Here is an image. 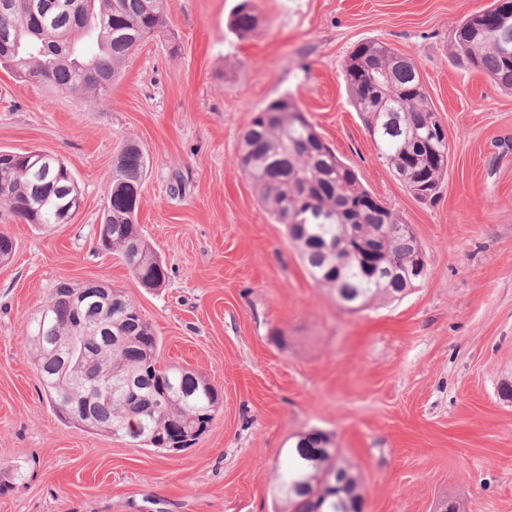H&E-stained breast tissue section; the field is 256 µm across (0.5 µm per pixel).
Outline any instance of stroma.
I'll list each match as a JSON object with an SVG mask.
<instances>
[{
  "instance_id": "obj_1",
  "label": "stroma",
  "mask_w": 512,
  "mask_h": 512,
  "mask_svg": "<svg viewBox=\"0 0 512 512\" xmlns=\"http://www.w3.org/2000/svg\"><path fill=\"white\" fill-rule=\"evenodd\" d=\"M173 0L105 102L0 68V149H40L82 204L51 231L0 208V512H283L277 476L319 430L354 465L361 512H512V90L460 66L458 25L494 0ZM365 41L413 59L442 122L434 203L395 178L343 65ZM290 96L361 183L411 224L428 276L350 312L308 275L235 159L253 112ZM150 157L137 222L167 272L148 288L96 246L113 163ZM105 281L138 307L157 361L206 379L220 410L169 453L61 420L27 354L26 322L61 282ZM232 24L242 35H247L257 28L259 16L253 0H242L238 4Z\"/></svg>"
}]
</instances>
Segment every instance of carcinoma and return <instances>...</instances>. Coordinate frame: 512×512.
<instances>
[{
    "mask_svg": "<svg viewBox=\"0 0 512 512\" xmlns=\"http://www.w3.org/2000/svg\"><path fill=\"white\" fill-rule=\"evenodd\" d=\"M170 7L171 0H0V49H9L0 67L23 81L42 76L46 85L102 101L132 51L164 26ZM232 24L242 35L257 28L254 0H241ZM510 45L512 19L498 29L486 27L479 11L456 29L453 53L459 63L511 90L512 55L505 56ZM343 72L353 105L365 128L375 130L371 137L394 176L411 193L417 185L432 194L438 191L448 166V141L431 136L440 120L428 102L417 63L367 41L349 55ZM236 163L272 218L285 225L311 278L336 304L359 311L389 303L427 275L421 245L401 231L400 215L372 201L374 194L322 140L291 97L274 99L253 113ZM149 164L138 143L125 144L113 166L97 248L119 252L144 286L159 288L165 269L136 224ZM79 195L77 181L58 157L47 156L35 165L29 152H0V207L14 217L49 230ZM380 231L381 249L397 266L395 274L383 279L369 277L358 253L347 249L348 242L369 241ZM134 309L114 289L107 314L112 336L97 331L102 313L97 303L82 308L84 327L78 330L71 297L59 285L27 321L29 355L51 405L74 423H84L79 409L68 413L60 403L72 398L80 404L88 382L111 364L125 367L139 393L159 390L162 402L151 410L116 394L100 399L95 414L112 424V434L164 450L166 438L181 424L205 432L219 411V397L214 386L186 369L156 366L139 374L146 350L156 352L157 338L147 322L131 320ZM320 442L328 450L315 468L301 449ZM332 473L341 475V485L329 497L325 480ZM279 479L288 512H356L358 478L325 434L299 436Z\"/></svg>",
    "mask_w": 512,
    "mask_h": 512,
    "instance_id": "carcinoma-1",
    "label": "carcinoma"
}]
</instances>
